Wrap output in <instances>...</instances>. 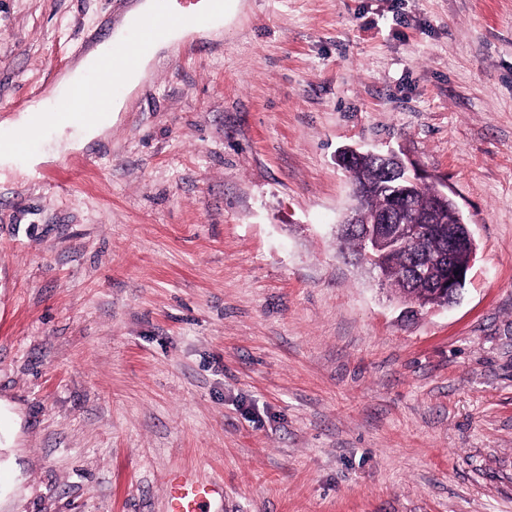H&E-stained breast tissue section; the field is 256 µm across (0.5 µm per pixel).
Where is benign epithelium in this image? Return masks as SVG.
<instances>
[{
    "label": "benign epithelium",
    "instance_id": "7a95c632",
    "mask_svg": "<svg viewBox=\"0 0 512 512\" xmlns=\"http://www.w3.org/2000/svg\"><path fill=\"white\" fill-rule=\"evenodd\" d=\"M369 154L380 160V179L374 185L356 186L353 195L361 196L377 192L387 198L385 209L370 224H356V217L349 213L336 225V236L348 232L357 233L362 240L363 250L357 257L359 263L373 270H381L388 256L401 248L412 250L420 256L434 230L436 219L432 214L408 213L410 196L405 183L416 184L425 179L413 165L400 154L366 152L358 147L348 146L336 155V163L342 167L351 166L359 157ZM474 241L469 224L459 220L448 225V245L432 255L429 263L418 262L413 276L419 284L438 282L441 294L448 297V305H453L461 294L468 277L469 267L457 265L454 256L458 248Z\"/></svg>",
    "mask_w": 512,
    "mask_h": 512
}]
</instances>
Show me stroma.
Instances as JSON below:
<instances>
[{
  "label": "stroma",
  "mask_w": 512,
  "mask_h": 512,
  "mask_svg": "<svg viewBox=\"0 0 512 512\" xmlns=\"http://www.w3.org/2000/svg\"><path fill=\"white\" fill-rule=\"evenodd\" d=\"M134 0H0V123ZM68 148L0 175V512H512V0H227ZM345 146L477 244L409 317L334 233ZM168 485L170 512H203L201 504L222 492L216 484H199L179 473L169 475Z\"/></svg>",
  "instance_id": "obj_1"
}]
</instances>
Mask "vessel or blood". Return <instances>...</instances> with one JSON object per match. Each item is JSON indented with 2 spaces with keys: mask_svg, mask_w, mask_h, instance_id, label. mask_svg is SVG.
Returning a JSON list of instances; mask_svg holds the SVG:
<instances>
[{
  "mask_svg": "<svg viewBox=\"0 0 512 512\" xmlns=\"http://www.w3.org/2000/svg\"><path fill=\"white\" fill-rule=\"evenodd\" d=\"M223 12L224 0H154L152 13L128 32L119 34L110 55L94 65L95 105H88L74 94L57 97L47 111L49 124H79L91 116L102 118L117 92L121 71L148 58L156 45L170 41L178 28L195 26L201 19ZM168 485L170 512H203L202 503L220 491L218 485L200 484L179 473L169 475Z\"/></svg>",
  "mask_w": 512,
  "mask_h": 512,
  "instance_id": "b4317fda",
  "label": "vessel or blood"
}]
</instances>
